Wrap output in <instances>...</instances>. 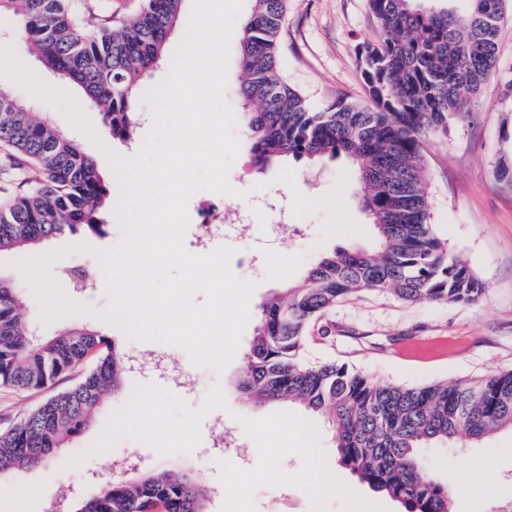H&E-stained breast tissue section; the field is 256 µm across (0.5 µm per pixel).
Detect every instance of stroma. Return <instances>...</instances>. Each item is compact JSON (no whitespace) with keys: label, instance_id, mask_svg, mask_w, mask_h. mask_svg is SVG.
Wrapping results in <instances>:
<instances>
[{"label":"stroma","instance_id":"35a3bbf8","mask_svg":"<svg viewBox=\"0 0 512 512\" xmlns=\"http://www.w3.org/2000/svg\"><path fill=\"white\" fill-rule=\"evenodd\" d=\"M14 32V18L1 15L0 45L12 46L17 58L49 85L82 99L73 83L46 72L39 58L16 40ZM375 38L367 0H288L278 46L279 68L313 110L340 98L360 102L365 98V82L358 50ZM500 56L502 72L485 83L468 117L455 122L447 135L429 137L424 152L433 230L449 252L462 258L482 282L481 299L473 304H410L389 294L348 295L311 324L309 339L300 354L302 361L344 364L372 380L403 386L473 381L512 371V186L499 182L493 173L499 158L512 157V142L499 137L502 126H512V99L507 98L505 87L512 76V0L506 2ZM0 87L74 139L102 172L111 168L109 154L135 157L153 126L150 107L144 103L140 106L141 124L133 139H114L99 107L82 100V111L94 130L89 136L74 127L59 109L33 97L14 80L0 76ZM229 181L234 188L249 192L251 198L284 200L291 227L271 253H264L263 226L270 223L271 216L259 208L251 227L224 238L225 245L236 252H252L251 264L234 267L233 272L256 282L257 288L250 300L239 350L220 372L193 366L180 347L130 338L102 318L108 299L97 254L115 247L124 237L116 216L117 199L109 201L103 234L82 231L39 243V254L56 253L50 272L65 295L86 307L85 312L46 325L32 287H25V316L40 334L53 335L74 324L86 325L125 351L144 347L164 355L171 365L188 369L190 375L182 387L174 388L127 373L122 393L104 394L90 425L64 449L69 461L67 470H59L50 462L17 476L0 478V512H49L52 503L70 489L92 496L111 476L113 460L132 451L146 456L150 468L176 460L192 463L215 490L211 512H240L236 494L226 485L231 474L253 476L250 512H400L396 501L359 485L350 471L342 468L333 433L321 418L288 403L256 408L224 389L225 380L242 366L259 306L265 299L298 283L306 270L332 248L374 247L368 217L356 194L354 166L345 159L314 165L289 160L261 170L243 148L230 170ZM74 266L86 270L89 287H74L65 277V269ZM96 362V356H89L60 376L49 390H19L0 383V432L19 423L51 393L77 385ZM140 399L159 403L163 409V418L155 425L156 435L196 421L193 447L157 451L131 424ZM216 420L236 429V450L221 455L209 453L216 435L211 424ZM286 422L308 432L314 452H289L277 461L287 472V479L264 478L270 464L265 450L273 446ZM426 455L439 476L471 469L486 486L482 492L454 489L450 512H496L498 506L512 504V430H501L479 444L451 452L431 448ZM487 457L493 460L488 468L482 465ZM20 480L30 487L22 500L15 493Z\"/></svg>","mask_w":512,"mask_h":512}]
</instances>
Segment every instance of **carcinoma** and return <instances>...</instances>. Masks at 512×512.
<instances>
[{
  "label": "carcinoma",
  "mask_w": 512,
  "mask_h": 512,
  "mask_svg": "<svg viewBox=\"0 0 512 512\" xmlns=\"http://www.w3.org/2000/svg\"><path fill=\"white\" fill-rule=\"evenodd\" d=\"M288 0H253L242 23L238 95L249 151L263 170L281 160L343 157L356 166L357 195L374 231L373 249H334L295 285L260 304L258 323L230 386L256 407L300 405L334 431L338 462L404 512H449L453 488L422 450L476 444L512 429V372L475 381L407 387L373 381L346 365L300 361L308 324L346 295L387 292L408 303H473L482 284L434 235L424 164L429 136L448 134L488 78L501 70L506 0H469L467 18L418 0H367L377 40L361 47L366 99L314 111L282 77L277 50ZM182 0H145L116 29H96L73 0H0L18 19V38L52 73L100 105L112 138L131 140L139 120L137 83L158 67ZM0 145L33 172L31 189L0 206V253L80 229L103 233L109 188L73 140L0 92ZM24 296L0 274V382L45 388L98 351L75 387L51 396L0 432V476L52 458L92 421L102 395L121 391L128 353L75 325L38 337L24 318ZM213 490L180 463L123 468L68 512H209Z\"/></svg>",
  "instance_id": "carcinoma-1"
}]
</instances>
